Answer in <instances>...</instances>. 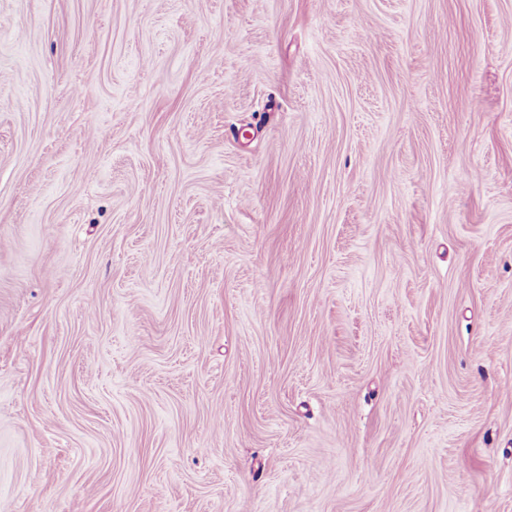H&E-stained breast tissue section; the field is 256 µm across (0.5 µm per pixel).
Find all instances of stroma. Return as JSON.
Returning <instances> with one entry per match:
<instances>
[{"label": "stroma", "instance_id": "35a3bbf8", "mask_svg": "<svg viewBox=\"0 0 512 512\" xmlns=\"http://www.w3.org/2000/svg\"><path fill=\"white\" fill-rule=\"evenodd\" d=\"M0 512H512V0H0Z\"/></svg>", "mask_w": 512, "mask_h": 512}]
</instances>
